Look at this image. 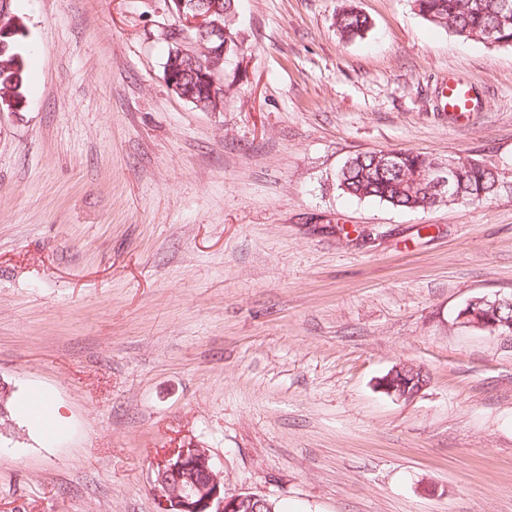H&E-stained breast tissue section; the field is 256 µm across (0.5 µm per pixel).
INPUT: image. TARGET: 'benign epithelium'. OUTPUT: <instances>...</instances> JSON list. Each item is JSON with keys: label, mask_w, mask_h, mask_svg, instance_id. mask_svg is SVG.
Instances as JSON below:
<instances>
[{"label": "benign epithelium", "mask_w": 512, "mask_h": 512, "mask_svg": "<svg viewBox=\"0 0 512 512\" xmlns=\"http://www.w3.org/2000/svg\"><path fill=\"white\" fill-rule=\"evenodd\" d=\"M205 7L194 12L179 11L176 16V29L180 34L172 39L170 61L165 66V79L170 89L177 91L180 98L181 87L172 80L174 67L191 69L204 75L211 95L224 94V63L229 43L224 41V25L218 16L223 14V0H203ZM458 160L448 157V163L432 169L431 186L433 192L442 198H453L457 177ZM500 301L490 302L486 297L470 300L457 315L460 323L481 330H494L497 322L496 307ZM423 372V369L406 362L395 365L379 381V388L396 400L409 399L424 389L429 379H422L419 387L410 391L402 378ZM154 488L157 496L158 512H257L253 504L261 502L267 512H274L271 501L255 494L224 496L222 473L217 469L210 453L189 443L161 461L155 470Z\"/></svg>", "instance_id": "1"}]
</instances>
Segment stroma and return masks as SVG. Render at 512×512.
Segmentation results:
<instances>
[{"label": "stroma", "instance_id": "stroma-1", "mask_svg": "<svg viewBox=\"0 0 512 512\" xmlns=\"http://www.w3.org/2000/svg\"><path fill=\"white\" fill-rule=\"evenodd\" d=\"M371 30L344 41V2ZM26 103L0 111V512H157L160 458L208 449L279 512H512V186L404 210L342 192L356 154L512 176V45L412 0H237L224 108L168 87L167 0H10ZM484 109L456 126L442 80ZM430 375L396 400L377 383ZM45 393L64 417L17 412ZM499 299L502 301V304L499 306V319L512 324V303L509 302V300L512 301V297ZM500 300L489 302L487 297L471 299L466 306L458 312L457 319L461 324L481 330H494L501 324L506 325L505 323L497 322L498 312L495 313V309L501 303ZM503 325L493 332L491 330L484 331L488 333H497L499 335L504 332L509 333V328ZM421 373L422 382L418 388H415L411 392L408 391V387L401 382L403 377L407 375ZM401 375V377L398 376ZM427 374L421 367L407 362H402L395 365L387 375L383 376L379 381V388L387 395L393 397L396 400L409 399L424 389L429 382V379H425L424 375Z\"/></svg>", "mask_w": 512, "mask_h": 512}]
</instances>
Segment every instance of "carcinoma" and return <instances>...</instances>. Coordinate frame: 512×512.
Instances as JSON below:
<instances>
[{
	"mask_svg": "<svg viewBox=\"0 0 512 512\" xmlns=\"http://www.w3.org/2000/svg\"><path fill=\"white\" fill-rule=\"evenodd\" d=\"M414 9L425 20L451 28L465 39L475 36L490 26L499 29L503 45H512V0H413ZM236 0H224V40L231 50L226 61L236 58L234 48L243 46L236 23ZM336 30L340 37L351 40L362 36L370 27L367 16L352 8H343L336 14ZM18 27L10 36L0 38L7 44L0 50V97L4 95L21 104L27 79L24 48ZM184 86L191 87L194 99L203 102V108L215 110L224 101L210 100L204 85L193 76L179 77ZM456 191L465 203L487 201L496 196L505 184V176L487 165L474 163L469 158L457 157ZM436 165L435 159L413 152H395L385 160L382 152L358 154L350 158L338 173L341 189L356 198H370L396 208L425 209L440 203L429 193L420 176Z\"/></svg>",
	"mask_w": 512,
	"mask_h": 512,
	"instance_id": "obj_1",
	"label": "carcinoma"
}]
</instances>
